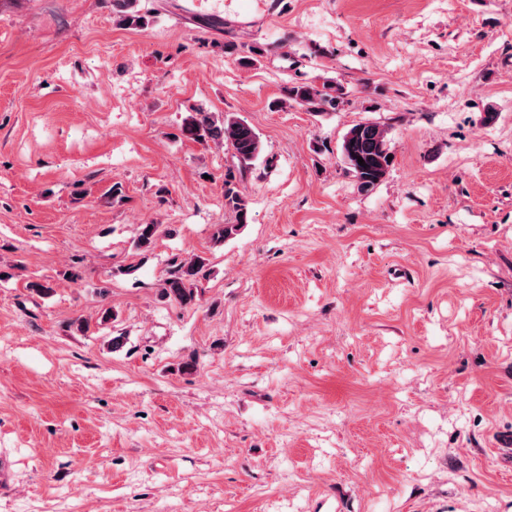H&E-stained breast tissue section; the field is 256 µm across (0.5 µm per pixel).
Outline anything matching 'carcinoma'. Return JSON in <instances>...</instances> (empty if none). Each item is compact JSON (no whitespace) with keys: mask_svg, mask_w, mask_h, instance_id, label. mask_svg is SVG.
Instances as JSON below:
<instances>
[{"mask_svg":"<svg viewBox=\"0 0 512 512\" xmlns=\"http://www.w3.org/2000/svg\"><path fill=\"white\" fill-rule=\"evenodd\" d=\"M112 12L116 23L133 29H144L149 25L147 15L138 9V0H112ZM343 103L342 92L332 82L322 84H300L288 90V98L282 105L305 108L309 112L321 113L336 109ZM181 135L187 140L206 143H224L238 161V173L228 171L224 175V209L235 215V223L219 225L217 241L233 238L247 224L248 209L238 187L236 176H244L252 163L259 158L263 145L259 134L245 120L226 113L215 115L202 109H194L184 120ZM341 154L347 170L358 180L363 189L377 185L387 174L392 161L389 129L376 122H361L351 127L341 143ZM364 160L359 165L357 158ZM162 234V225L154 222L139 225L136 242L138 249L150 250ZM206 277L204 259L196 257L190 261L173 259L167 276L163 279L162 295L182 306H192L197 299L198 282Z\"/></svg>","mask_w":512,"mask_h":512,"instance_id":"1","label":"carcinoma"}]
</instances>
